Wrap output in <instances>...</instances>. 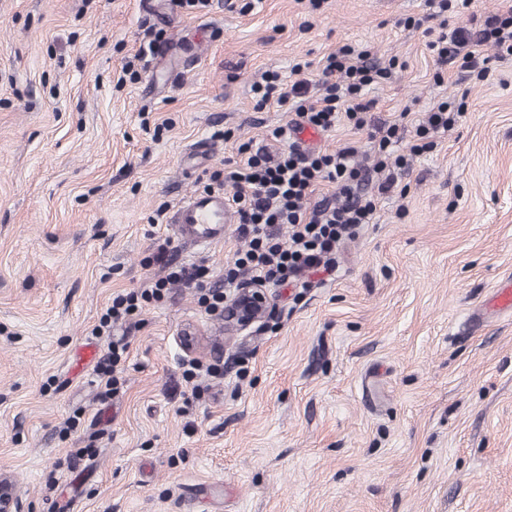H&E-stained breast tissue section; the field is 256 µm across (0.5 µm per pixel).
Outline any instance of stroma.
<instances>
[{
	"label": "stroma",
	"mask_w": 512,
	"mask_h": 512,
	"mask_svg": "<svg viewBox=\"0 0 512 512\" xmlns=\"http://www.w3.org/2000/svg\"><path fill=\"white\" fill-rule=\"evenodd\" d=\"M428 0H0V472L22 512H512V59L482 46L489 75L437 65L406 26ZM350 45L392 78L372 122L442 101L463 116L408 155L405 195L341 244L335 276L302 296L270 287L250 336L176 286L123 326L124 385L100 401L92 335L116 294L206 261L211 282L244 247L235 225L201 251L171 218L238 148L292 113L256 109L265 72L316 78ZM129 74H122V65ZM230 131V139L218 131ZM211 141L207 155L196 154ZM359 149L342 122L310 150ZM194 327L201 344L184 353ZM219 365L193 398L186 358Z\"/></svg>",
	"instance_id": "1"
}]
</instances>
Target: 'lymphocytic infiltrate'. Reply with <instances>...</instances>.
<instances>
[{
  "label": "lymphocytic infiltrate",
  "mask_w": 512,
  "mask_h": 512,
  "mask_svg": "<svg viewBox=\"0 0 512 512\" xmlns=\"http://www.w3.org/2000/svg\"><path fill=\"white\" fill-rule=\"evenodd\" d=\"M492 43L500 58L512 57V15H491L482 29L466 34L458 30L439 35L429 47L440 63L462 58L475 71L477 79H485L487 67L481 66L479 46ZM361 54L345 45L327 56L317 82L319 96L309 97L306 82L285 84L279 73L265 74L253 92L257 108L270 105L294 110L303 123L327 132L335 130L341 120H348L356 129L368 125L367 114L373 107L366 100L368 87L380 84L392 76L388 67L361 64ZM459 119L449 103L438 104L419 121L416 132L419 144L409 155L394 154L392 145L400 129L399 123L383 122L372 126L369 137L374 143L375 168L384 179L374 195H361L355 181L359 170L355 163L357 149L347 144L333 152L312 153L303 150L294 140V123L275 128L273 139L287 143V151L270 156L265 149L239 148L244 159L234 168L215 172L214 182L231 183V202L239 216L237 232L249 243L248 250L234 265L224 269L223 288L207 284L204 264L170 268L166 277L155 280L146 288L116 295L111 307L92 330L100 336L111 332L114 324L128 320L142 304L161 301L168 284L181 283L200 291V301L207 312L224 309L225 290L236 287L242 275L252 280L276 286L308 287L309 275L333 273L336 269V247L341 240L355 236L363 225L372 223L380 196L398 185L409 167V156L432 149V137L448 131ZM334 187L332 197L307 206V198L322 185ZM290 228L288 240L277 234L278 225Z\"/></svg>",
  "instance_id": "lymphocytic-infiltrate-1"
}]
</instances>
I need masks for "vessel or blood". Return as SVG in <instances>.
Returning a JSON list of instances; mask_svg holds the SVG:
<instances>
[{"label":"vessel or blood","mask_w":512,"mask_h":512,"mask_svg":"<svg viewBox=\"0 0 512 512\" xmlns=\"http://www.w3.org/2000/svg\"><path fill=\"white\" fill-rule=\"evenodd\" d=\"M232 215L223 193L191 194L174 213L175 224L182 239L209 245L222 238L225 224Z\"/></svg>","instance_id":"vessel-or-blood-1"}]
</instances>
